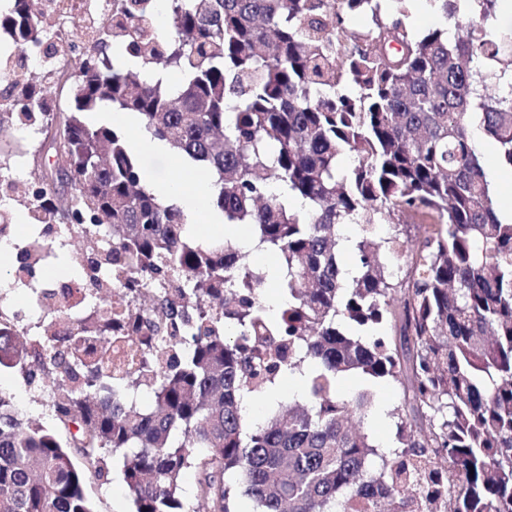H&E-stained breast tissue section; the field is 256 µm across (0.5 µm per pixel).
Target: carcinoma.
Listing matches in <instances>:
<instances>
[{
	"label": "carcinoma",
	"mask_w": 512,
	"mask_h": 512,
	"mask_svg": "<svg viewBox=\"0 0 512 512\" xmlns=\"http://www.w3.org/2000/svg\"><path fill=\"white\" fill-rule=\"evenodd\" d=\"M10 2L0 27L24 50L47 40L33 0ZM159 2L119 0L66 109L51 111L58 85L39 76L0 112V132L26 119L63 139L53 167L72 193L46 174L31 220L67 219L102 268L123 256L122 287L144 305L113 321L108 280L79 326L86 346L37 326L32 363L10 368L26 381L39 368L57 428L0 395V512H95L105 453L133 512H512V222L471 136L512 166V36L488 23L498 0H428L453 29L419 35L404 23L412 0H166L169 29L153 38ZM364 13L373 25L350 31ZM104 108L208 174L203 208L275 257L283 307L233 237L186 233L183 209L147 187L131 133L87 119ZM345 224L360 226L350 269ZM171 281L178 292L159 289ZM162 327L171 357L144 348L139 380L113 387L112 344ZM285 372L303 400L257 421L246 399ZM352 373L401 389L387 456L357 426L373 392L336 390Z\"/></svg>",
	"instance_id": "obj_1"
}]
</instances>
